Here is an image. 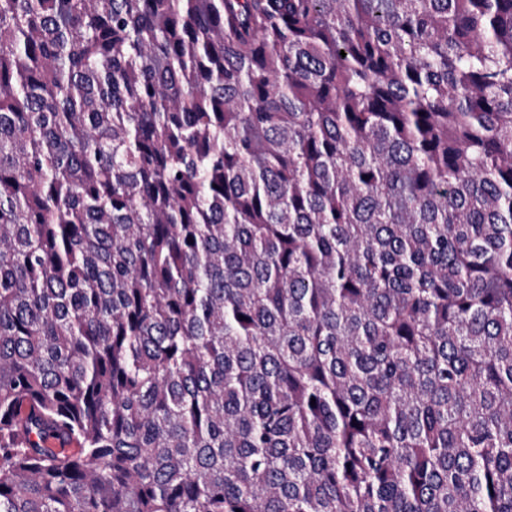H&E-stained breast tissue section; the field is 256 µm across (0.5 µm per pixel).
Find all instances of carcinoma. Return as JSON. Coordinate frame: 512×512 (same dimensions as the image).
Listing matches in <instances>:
<instances>
[{
	"label": "carcinoma",
	"instance_id": "carcinoma-1",
	"mask_svg": "<svg viewBox=\"0 0 512 512\" xmlns=\"http://www.w3.org/2000/svg\"><path fill=\"white\" fill-rule=\"evenodd\" d=\"M238 509L512 512V0H0V512Z\"/></svg>",
	"mask_w": 512,
	"mask_h": 512
}]
</instances>
